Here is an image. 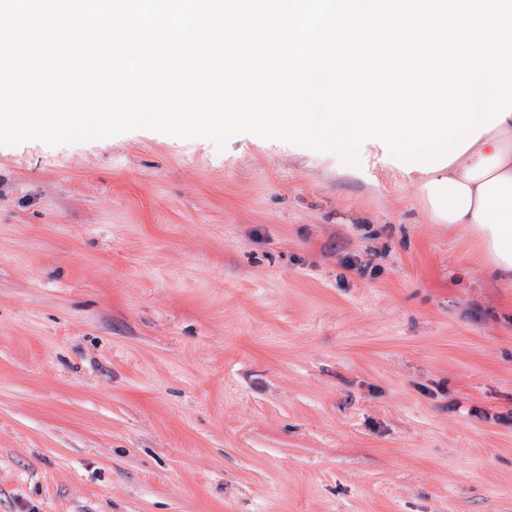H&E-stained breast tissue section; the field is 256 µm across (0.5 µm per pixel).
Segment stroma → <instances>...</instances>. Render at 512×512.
I'll list each match as a JSON object with an SVG mask.
<instances>
[{"mask_svg":"<svg viewBox=\"0 0 512 512\" xmlns=\"http://www.w3.org/2000/svg\"><path fill=\"white\" fill-rule=\"evenodd\" d=\"M0 512H512V287L381 142L0 146Z\"/></svg>","mask_w":512,"mask_h":512,"instance_id":"stroma-1","label":"stroma"}]
</instances>
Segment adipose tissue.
<instances>
[{"instance_id":"adipose-tissue-1","label":"adipose tissue","mask_w":512,"mask_h":512,"mask_svg":"<svg viewBox=\"0 0 512 512\" xmlns=\"http://www.w3.org/2000/svg\"><path fill=\"white\" fill-rule=\"evenodd\" d=\"M416 189L434 223L470 236L489 270L512 283V115Z\"/></svg>"}]
</instances>
